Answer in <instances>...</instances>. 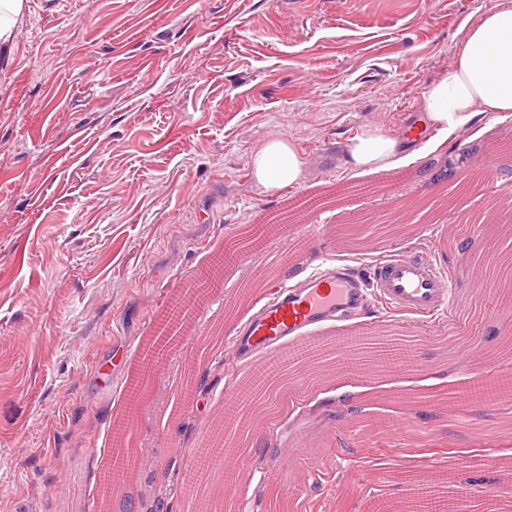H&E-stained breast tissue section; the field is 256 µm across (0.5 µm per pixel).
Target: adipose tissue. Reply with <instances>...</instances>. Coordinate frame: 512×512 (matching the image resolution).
I'll use <instances>...</instances> for the list:
<instances>
[{
    "mask_svg": "<svg viewBox=\"0 0 512 512\" xmlns=\"http://www.w3.org/2000/svg\"><path fill=\"white\" fill-rule=\"evenodd\" d=\"M422 111L438 136L419 150H436L440 138L465 131L481 113L512 116V7L502 5L486 12L473 26L457 52L447 77L422 95ZM355 167L381 172L407 160L397 139L369 130L352 139L348 148ZM302 162L283 140L268 142L253 157L254 176L269 190L298 182Z\"/></svg>",
    "mask_w": 512,
    "mask_h": 512,
    "instance_id": "adipose-tissue-1",
    "label": "adipose tissue"
}]
</instances>
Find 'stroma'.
<instances>
[{
	"mask_svg": "<svg viewBox=\"0 0 512 512\" xmlns=\"http://www.w3.org/2000/svg\"><path fill=\"white\" fill-rule=\"evenodd\" d=\"M503 0H24L0 52V512H71L93 493L109 443L128 346L165 285L188 277L215 245L281 208V193L246 180L254 155L287 140L303 162L294 192L383 186L350 205L320 206L244 254L243 268L175 341L150 382L136 437L161 452L180 433L195 446L240 369L208 363L206 389L174 421L184 365L214 324L224 334L258 307L253 275L293 285L332 264L367 274L394 251L436 249L457 303L428 320L372 303L325 332L367 337L360 360L385 348L414 354L413 370L320 380L299 369L251 440L245 508L267 512L276 451L320 475L288 490V512H363L397 500L420 465L470 512H512V433L502 407L449 409L461 357L480 370L512 367L493 331L512 326V116L482 114L465 136L393 172L354 170L347 146L367 129L394 135L421 114L423 92L455 62L469 29ZM450 164L449 189L432 165ZM428 208L412 223L343 235L349 210L385 223L388 199ZM497 216L487 220L488 207ZM304 240L296 269L280 254ZM408 429L393 430L400 417ZM371 452H364L363 443Z\"/></svg>",
	"mask_w": 512,
	"mask_h": 512,
	"instance_id": "stroma-1",
	"label": "stroma"
}]
</instances>
